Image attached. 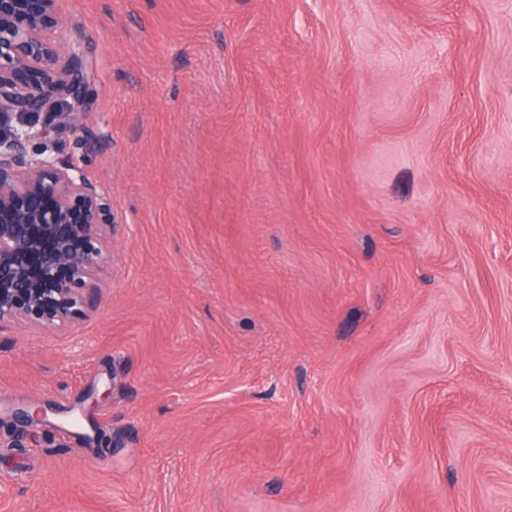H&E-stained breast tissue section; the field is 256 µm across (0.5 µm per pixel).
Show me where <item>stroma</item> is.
<instances>
[{
    "instance_id": "obj_1",
    "label": "stroma",
    "mask_w": 512,
    "mask_h": 512,
    "mask_svg": "<svg viewBox=\"0 0 512 512\" xmlns=\"http://www.w3.org/2000/svg\"><path fill=\"white\" fill-rule=\"evenodd\" d=\"M60 9L119 222L0 325V512H512V0Z\"/></svg>"
}]
</instances>
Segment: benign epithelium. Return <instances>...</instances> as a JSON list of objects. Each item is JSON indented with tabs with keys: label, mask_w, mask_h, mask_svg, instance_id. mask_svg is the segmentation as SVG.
Returning <instances> with one entry per match:
<instances>
[{
	"label": "benign epithelium",
	"mask_w": 512,
	"mask_h": 512,
	"mask_svg": "<svg viewBox=\"0 0 512 512\" xmlns=\"http://www.w3.org/2000/svg\"><path fill=\"white\" fill-rule=\"evenodd\" d=\"M94 67L57 0H0V324L75 319L118 224L112 194L48 152L83 131ZM48 411L13 417L45 422Z\"/></svg>",
	"instance_id": "1"
}]
</instances>
